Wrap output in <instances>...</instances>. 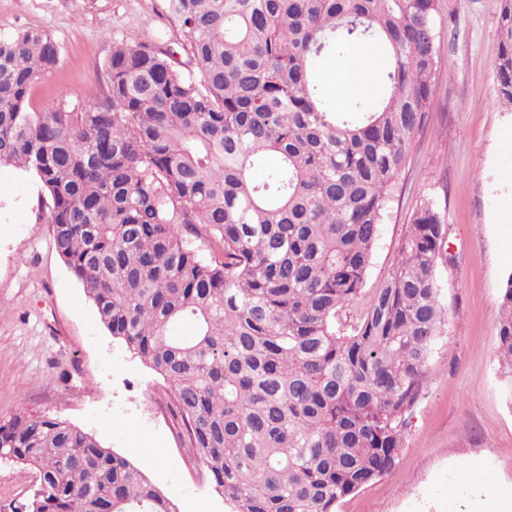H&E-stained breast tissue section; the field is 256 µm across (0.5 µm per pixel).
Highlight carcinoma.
Returning <instances> with one entry per match:
<instances>
[{"instance_id":"obj_1","label":"carcinoma","mask_w":512,"mask_h":512,"mask_svg":"<svg viewBox=\"0 0 512 512\" xmlns=\"http://www.w3.org/2000/svg\"><path fill=\"white\" fill-rule=\"evenodd\" d=\"M501 2L493 69L512 105V0ZM164 7L187 60L117 43L87 109L62 98L29 111L57 46L36 30L0 37V167L40 183L55 252L101 326L163 378L185 447L230 512H335L395 467L448 333L437 284L448 225L432 201L369 306L341 318L431 112L436 0ZM347 47H379L386 63L379 94L338 112L316 64ZM497 340L512 393V272ZM0 459L38 474L21 512H179L139 467L58 418L1 417Z\"/></svg>"}]
</instances>
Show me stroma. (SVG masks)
I'll return each mask as SVG.
<instances>
[{"label": "stroma", "mask_w": 512, "mask_h": 512, "mask_svg": "<svg viewBox=\"0 0 512 512\" xmlns=\"http://www.w3.org/2000/svg\"><path fill=\"white\" fill-rule=\"evenodd\" d=\"M445 65L409 166L397 179L360 296L368 306L392 270L411 218L434 201L452 264L438 268L448 334L395 469L345 497L336 512H512V396L498 376L500 288L512 272V109L495 101L500 0H438ZM37 29L60 63L31 92L39 111L59 99L91 105L106 87L116 42L179 41L163 0H0V36ZM37 180L0 169V417L67 420L127 458L179 507L228 512L183 443L160 377L99 324L81 285L55 253ZM69 381H61V373ZM35 473L0 460V512L26 502Z\"/></svg>", "instance_id": "obj_1"}]
</instances>
